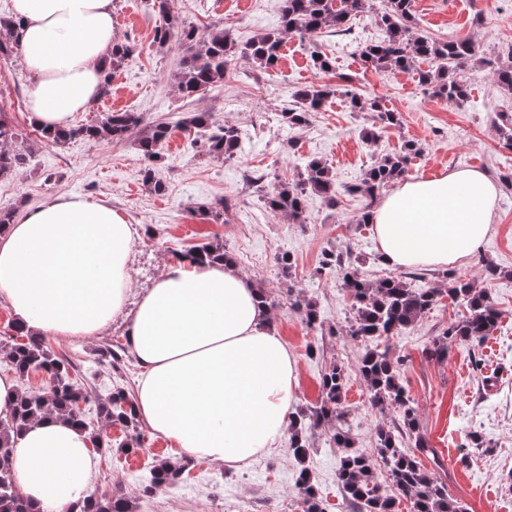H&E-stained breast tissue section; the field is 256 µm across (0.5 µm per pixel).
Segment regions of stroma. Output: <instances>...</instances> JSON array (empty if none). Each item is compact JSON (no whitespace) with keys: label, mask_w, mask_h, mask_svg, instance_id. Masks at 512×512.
<instances>
[{"label":"stroma","mask_w":512,"mask_h":512,"mask_svg":"<svg viewBox=\"0 0 512 512\" xmlns=\"http://www.w3.org/2000/svg\"><path fill=\"white\" fill-rule=\"evenodd\" d=\"M371 3L352 20L350 31L327 29L320 34L317 45L333 64L330 72L313 66V44L289 35L275 69L262 71L247 60H237L222 85L191 102L174 90L177 50L154 40L162 22L154 0H113L116 36L137 49L115 71L108 93L75 113L71 122L92 123L103 113L127 110L143 113L149 126L172 123L153 165L156 179L165 186L161 194L143 181L141 129L119 143L79 138L63 145L47 143L27 108L33 77L19 55L0 57V107L16 125L17 147L25 155L13 175L0 179V208L19 217L61 194L111 206L128 223L145 230L131 261L137 291L151 286L165 259L201 243L223 241L240 273L269 295L272 329L298 359L294 408L318 405L322 374L331 365L344 366L346 424L355 448L370 454L375 448L371 428L395 427L399 417L373 407L358 372L367 344L347 334L352 301L335 273H318L319 261L331 250L364 279L395 276V269L381 259L372 226L358 222L375 201L356 188L380 156L398 152L405 142H415L420 149L407 178L431 179L459 169L484 171L498 186L491 230L453 270L487 288L500 313L497 329L479 344L449 343L444 361L426 358L424 350L432 339L465 313L463 306L443 295L414 326L391 339L390 346L402 363L401 382L417 407L420 431L445 466L450 495L468 512H512V149L502 145L503 129L512 126V95L497 86L483 65L486 59L512 55V0L414 2L415 32L438 40L468 37L476 43L478 63L460 73L470 91L461 106L419 84L418 71L432 69L431 61H418L413 71L378 73L365 67L361 47L383 36L376 20L381 0ZM281 4L282 0H173V10L202 37L227 28L245 41L280 29ZM346 77L363 98H380L397 112L398 125L382 127L373 113L352 110L340 96L314 113L307 125L283 122L281 114L291 106L296 90L337 85ZM195 111L213 113L218 121L239 128L235 158L209 155L199 135L176 128L181 113ZM370 130L378 136L372 145L364 139ZM313 158L333 172L336 208L311 195L305 223L272 214L264 193L273 184L301 180ZM220 199L228 204L222 216L200 215V208ZM284 252L295 260L286 276L277 263ZM487 263L500 267L502 277L484 280ZM297 296L315 303L318 325L308 326L293 310ZM126 333V323L119 318L104 336L51 339L47 345L71 360L85 392L103 398L119 386L129 392L135 389L140 369L132 358L116 369L111 360L96 355L97 349L125 344ZM333 432L329 425L313 438L308 465L325 512H348L336 482L340 453L327 444ZM475 434L483 438L484 447H473ZM169 456L167 441L146 434L141 453L101 455L90 490L99 496L122 490L137 503L138 512H303L295 490L298 467L287 442L239 468L194 461L174 487L146 492L140 479L144 467Z\"/></svg>","instance_id":"stroma-1"}]
</instances>
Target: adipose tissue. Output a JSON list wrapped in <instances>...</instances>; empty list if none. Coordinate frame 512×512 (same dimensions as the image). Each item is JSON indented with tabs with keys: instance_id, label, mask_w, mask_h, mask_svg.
Returning <instances> with one entry per match:
<instances>
[{
	"instance_id": "obj_1",
	"label": "adipose tissue",
	"mask_w": 512,
	"mask_h": 512,
	"mask_svg": "<svg viewBox=\"0 0 512 512\" xmlns=\"http://www.w3.org/2000/svg\"><path fill=\"white\" fill-rule=\"evenodd\" d=\"M112 8L113 0H12V35L37 79L28 98L37 125L68 126L99 98L117 41ZM495 199L475 169L403 182L370 217L385 264L454 265L488 235ZM140 234L81 196L33 207L0 234V300L25 331L46 338L100 336L123 318L140 368L135 412L172 444V463L248 464L285 434L297 362L232 263L166 261L129 303ZM97 465L87 433L56 414L13 439L17 489L38 512H73Z\"/></svg>"
}]
</instances>
